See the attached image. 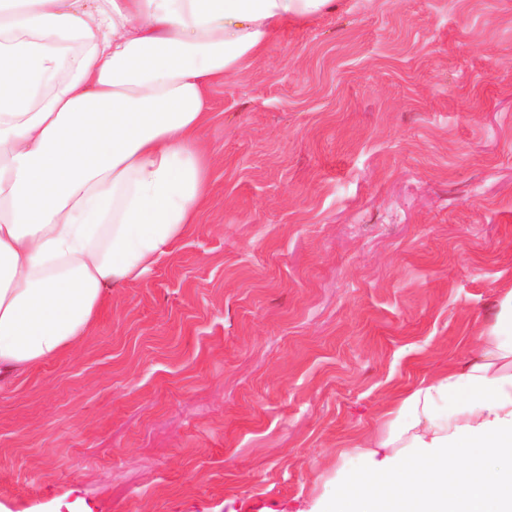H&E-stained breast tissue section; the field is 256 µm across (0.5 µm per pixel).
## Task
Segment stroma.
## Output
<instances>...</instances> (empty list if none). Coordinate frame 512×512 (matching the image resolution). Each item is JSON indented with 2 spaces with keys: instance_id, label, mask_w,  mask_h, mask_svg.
<instances>
[{
  "instance_id": "1",
  "label": "stroma",
  "mask_w": 512,
  "mask_h": 512,
  "mask_svg": "<svg viewBox=\"0 0 512 512\" xmlns=\"http://www.w3.org/2000/svg\"><path fill=\"white\" fill-rule=\"evenodd\" d=\"M210 104L194 231L0 390L5 512H310L512 287V0H342Z\"/></svg>"
}]
</instances>
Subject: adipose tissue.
Here are the masks:
<instances>
[{
	"mask_svg": "<svg viewBox=\"0 0 512 512\" xmlns=\"http://www.w3.org/2000/svg\"><path fill=\"white\" fill-rule=\"evenodd\" d=\"M338 0H0V383L90 336L106 289L198 224L212 84ZM320 512H512V289Z\"/></svg>",
	"mask_w": 512,
	"mask_h": 512,
	"instance_id": "adipose-tissue-1",
	"label": "adipose tissue"
}]
</instances>
